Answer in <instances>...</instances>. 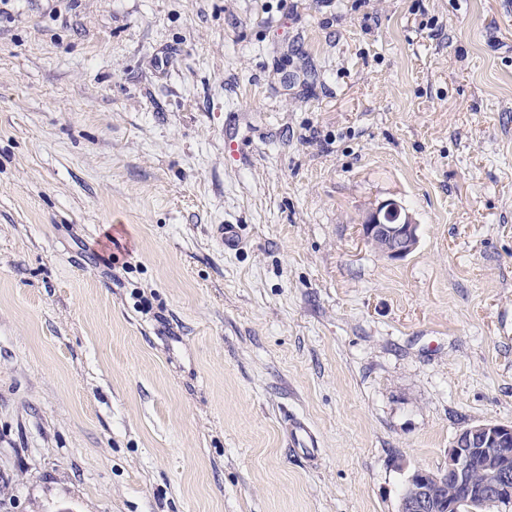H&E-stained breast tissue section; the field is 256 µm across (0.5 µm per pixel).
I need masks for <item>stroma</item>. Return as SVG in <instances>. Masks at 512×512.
Listing matches in <instances>:
<instances>
[{
	"instance_id": "stroma-1",
	"label": "stroma",
	"mask_w": 512,
	"mask_h": 512,
	"mask_svg": "<svg viewBox=\"0 0 512 512\" xmlns=\"http://www.w3.org/2000/svg\"><path fill=\"white\" fill-rule=\"evenodd\" d=\"M485 421L512 0H0V512H397ZM362 223L359 226L365 243L389 259L404 258L418 245V224L394 200L379 204ZM289 438L293 448H301L307 455H313L315 444L312 433L302 422L292 420L289 422Z\"/></svg>"
}]
</instances>
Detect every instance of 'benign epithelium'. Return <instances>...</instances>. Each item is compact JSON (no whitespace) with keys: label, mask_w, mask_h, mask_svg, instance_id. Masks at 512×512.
Instances as JSON below:
<instances>
[{"label":"benign epithelium","mask_w":512,"mask_h":512,"mask_svg":"<svg viewBox=\"0 0 512 512\" xmlns=\"http://www.w3.org/2000/svg\"><path fill=\"white\" fill-rule=\"evenodd\" d=\"M367 245L389 259H401L418 245V225L406 209L387 200L369 212L360 225ZM485 476L477 488L470 486L473 467ZM453 482L469 486L467 502L512 509V424L486 421L462 429L448 449V465L438 471L415 469L401 494L398 512H459L460 503L438 500L433 486Z\"/></svg>","instance_id":"benign-epithelium-1"}]
</instances>
